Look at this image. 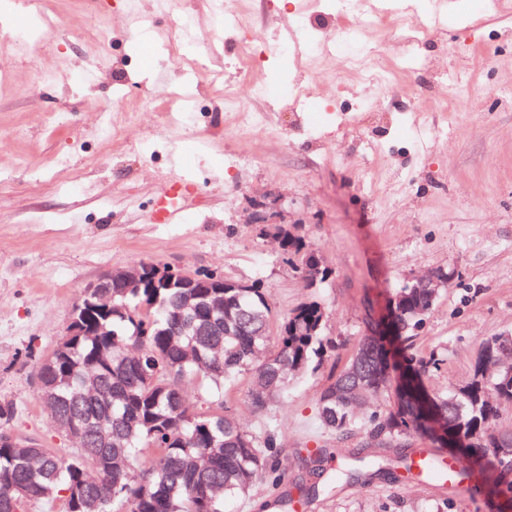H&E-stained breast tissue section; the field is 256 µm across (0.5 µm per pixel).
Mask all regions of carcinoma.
I'll return each mask as SVG.
<instances>
[{
	"instance_id": "1",
	"label": "carcinoma",
	"mask_w": 512,
	"mask_h": 512,
	"mask_svg": "<svg viewBox=\"0 0 512 512\" xmlns=\"http://www.w3.org/2000/svg\"><path fill=\"white\" fill-rule=\"evenodd\" d=\"M282 250L283 261L304 273L305 243L286 232ZM436 301L426 288L402 286L393 296L390 322L400 348H388L380 325L370 320L345 367L329 371L318 399L321 429L343 442L362 434L366 442L338 469L312 468L313 481L301 488L304 499L361 479L374 464L368 443L402 448L431 419L443 422L438 442L455 445L475 463L489 449L512 444L511 432H489L496 403H512V372L484 371L504 337L483 341L465 386L450 392L423 387L421 376L438 368L440 358L415 354L413 342ZM326 318L325 308L310 301L277 321L260 284L228 280L222 288H186L178 279L114 288L106 304L87 296L71 318L80 335L58 343L37 370L38 394L53 407V426L75 446L62 454L1 428L0 512H22L26 502L57 497L64 512H224L226 499L245 495L258 482L280 485L272 461L275 432L242 428L228 414L224 396L247 375L253 384L249 402L262 412L293 379L319 372L336 348L324 334ZM392 355L425 406L401 402L365 416L360 406L366 398L391 385ZM186 379L202 386L204 409L186 406ZM143 456L145 467L139 465ZM400 468L409 478L424 475L404 452L380 470L392 475ZM488 481L511 492L512 457H498Z\"/></svg>"
}]
</instances>
